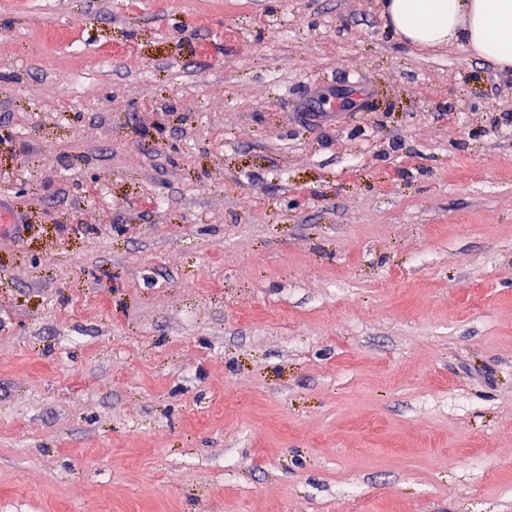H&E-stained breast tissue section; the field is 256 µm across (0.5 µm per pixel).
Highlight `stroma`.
Masks as SVG:
<instances>
[{
  "label": "stroma",
  "instance_id": "1",
  "mask_svg": "<svg viewBox=\"0 0 512 512\" xmlns=\"http://www.w3.org/2000/svg\"><path fill=\"white\" fill-rule=\"evenodd\" d=\"M0 512H512V68L0 0Z\"/></svg>",
  "mask_w": 512,
  "mask_h": 512
}]
</instances>
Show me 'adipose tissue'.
Masks as SVG:
<instances>
[{
  "label": "adipose tissue",
  "instance_id": "ef3b65f1",
  "mask_svg": "<svg viewBox=\"0 0 512 512\" xmlns=\"http://www.w3.org/2000/svg\"><path fill=\"white\" fill-rule=\"evenodd\" d=\"M394 33L413 46H462L512 67V0H383Z\"/></svg>",
  "mask_w": 512,
  "mask_h": 512
}]
</instances>
